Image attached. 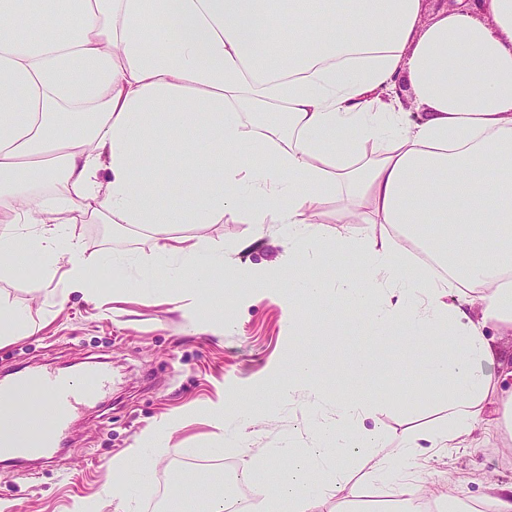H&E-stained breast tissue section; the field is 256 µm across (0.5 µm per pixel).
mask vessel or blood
I'll return each mask as SVG.
<instances>
[{"instance_id": "obj_1", "label": "vessel or blood", "mask_w": 512, "mask_h": 512, "mask_svg": "<svg viewBox=\"0 0 512 512\" xmlns=\"http://www.w3.org/2000/svg\"><path fill=\"white\" fill-rule=\"evenodd\" d=\"M39 417L47 424L46 434H34L19 445L0 447V463L18 464L35 458L52 463L56 456V441L65 437L75 409L92 401L99 388L111 382L108 368L94 367L85 372L83 379L56 371H43L38 375Z\"/></svg>"}]
</instances>
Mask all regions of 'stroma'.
<instances>
[{"instance_id": "obj_1", "label": "stroma", "mask_w": 512, "mask_h": 512, "mask_svg": "<svg viewBox=\"0 0 512 512\" xmlns=\"http://www.w3.org/2000/svg\"><path fill=\"white\" fill-rule=\"evenodd\" d=\"M321 220L327 229L308 266L325 287L350 275L339 264L336 247V208L328 206ZM77 231L87 253L104 267H117L112 291L89 297L58 288L53 300L35 296L29 288L35 273L20 271L0 281V294L17 307L30 309L38 330L0 344V374L18 368L78 372L91 361H104L114 384L98 401L73 413L65 440L67 452L54 467L0 466V512H70L75 499L94 498L101 512H153L149 494L158 487L199 485L188 512H208L209 487L203 474L241 473L245 464H263L282 440L294 447L310 444L312 420L307 398L281 397L292 355L306 358L317 381L349 395L357 384L346 378L348 362L363 345L372 349L374 377L370 387L378 401L377 421L392 443L417 444L421 434L445 425L442 403L422 371L438 344L429 340L408 348L404 338L371 340L356 335L352 320L335 308L296 304L305 316L296 330L288 328V304L281 291L269 289L253 298L240 296L231 281H223L221 305L205 309L201 322H188L166 294L184 285L199 291L213 288L201 267L183 271L169 290L141 283L139 267H153L152 227L144 224H82ZM222 248L225 265L264 270L288 255V237L280 225L256 234L253 225L230 219L204 230ZM414 385L422 404H407L403 387ZM249 397L254 427L239 433L237 443L212 455L222 434L210 423L207 410L218 400ZM167 419L177 426L166 434L146 436L153 424ZM149 457L146 468L124 469L123 461L137 452ZM420 489H433L438 512H448L445 492L459 504L486 505L489 482H512V445L502 438L483 441L468 450L419 447ZM345 478L355 494H337L335 475L320 476L322 495L312 512H407L408 502L390 486L375 481L358 459L344 464Z\"/></svg>"}]
</instances>
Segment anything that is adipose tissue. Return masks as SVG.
Instances as JSON below:
<instances>
[{
	"instance_id": "1",
	"label": "adipose tissue",
	"mask_w": 512,
	"mask_h": 512,
	"mask_svg": "<svg viewBox=\"0 0 512 512\" xmlns=\"http://www.w3.org/2000/svg\"><path fill=\"white\" fill-rule=\"evenodd\" d=\"M159 150L195 175L164 209L152 199L173 170L147 163ZM331 204L352 279L230 278L334 302L361 336L440 340L423 364L448 397L432 447H476L481 426L512 439V363L486 335L512 330V0H448L429 19L423 0H0L1 280L31 266L35 291L61 272L92 295L100 262L76 227L96 220L281 224L301 259ZM154 249L225 269L201 234ZM348 369L359 391L341 397L293 359L289 393L336 418L313 422L304 452L279 449L275 485L250 476L265 512H310L316 472L354 454L414 499L412 445L363 426L370 362Z\"/></svg>"
}]
</instances>
